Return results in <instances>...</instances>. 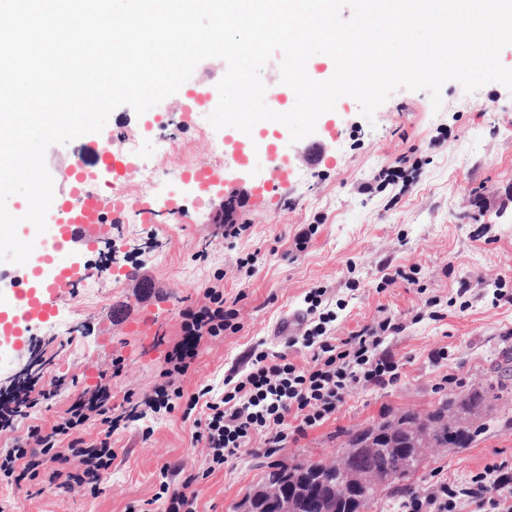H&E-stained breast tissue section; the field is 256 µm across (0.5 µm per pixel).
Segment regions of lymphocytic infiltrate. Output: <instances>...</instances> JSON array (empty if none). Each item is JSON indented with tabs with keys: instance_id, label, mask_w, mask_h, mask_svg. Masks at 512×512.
Instances as JSON below:
<instances>
[{
	"instance_id": "f902f5d3",
	"label": "lymphocytic infiltrate",
	"mask_w": 512,
	"mask_h": 512,
	"mask_svg": "<svg viewBox=\"0 0 512 512\" xmlns=\"http://www.w3.org/2000/svg\"><path fill=\"white\" fill-rule=\"evenodd\" d=\"M203 296V304L182 310L181 338L168 352L167 366L152 394L130 404L122 414H113L111 390L104 384L74 394L60 419L46 431L29 422L34 410L49 398L38 380L0 393V435L17 431L21 423L29 425L25 444L0 450V477L19 488L37 479L50 461L54 464L48 477L51 487L68 490L77 484L98 494L116 455L112 436L121 424L151 413L172 412L182 400L188 410L202 413L194 421L192 438L205 445L214 470L253 439L274 448L286 439L287 428L302 434L322 424L356 385H383L397 375L398 363L382 344L386 333L400 331V323L386 318L347 338L328 335L326 327L318 324L304 332L305 341L313 345L305 365L296 364L284 352L262 351L232 388L205 400L185 396L180 380L190 372L200 345L224 331L239 329L238 312L228 305L220 283L208 285ZM90 421L104 427L101 438L92 442L83 436V427ZM73 457L79 458L82 472L68 470ZM460 498L470 500L479 512H512V465L495 462L468 480L442 481L425 493L408 494L399 512H454Z\"/></svg>"
}]
</instances>
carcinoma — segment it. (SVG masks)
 <instances>
[{
  "label": "carcinoma",
  "instance_id": "cac0c4a2",
  "mask_svg": "<svg viewBox=\"0 0 512 512\" xmlns=\"http://www.w3.org/2000/svg\"><path fill=\"white\" fill-rule=\"evenodd\" d=\"M475 406V397L450 395L441 400L437 408L424 417L413 413H405L391 419H383L376 425V428L384 432H393L399 436L405 431L414 428L417 425L422 426L424 437L429 442V446L436 448L464 447L473 437L470 429L461 423L462 415L471 412ZM423 457L418 456L409 459L399 456L395 453L390 455L359 456L356 459V465L362 468L388 469L396 472L395 479L392 481L394 489L408 492L411 485L407 481L419 469ZM315 470L335 473L333 464L323 460L317 461H297L291 464L278 463L270 466L262 480L273 478L280 473L288 472L290 474L311 473ZM376 490L373 487H366L359 491V504H354L346 495L336 492V512H355L358 507L367 508L374 500Z\"/></svg>",
  "mask_w": 512,
  "mask_h": 512
}]
</instances>
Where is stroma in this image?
I'll return each instance as SVG.
<instances>
[{
	"label": "stroma",
	"mask_w": 512,
	"mask_h": 512,
	"mask_svg": "<svg viewBox=\"0 0 512 512\" xmlns=\"http://www.w3.org/2000/svg\"><path fill=\"white\" fill-rule=\"evenodd\" d=\"M433 109L425 90L397 89L365 119L356 100L333 113L334 134L316 128L331 161L303 159L309 140L284 141L290 174L277 189L256 198L270 162L255 152L246 175L226 163L225 186L200 206L192 184H174L184 156L213 161L223 131L209 121L184 122L177 96L143 115L118 107L106 131L135 140L140 164L156 166L158 192L177 190L183 220L163 214L146 220L131 213L126 228L85 255L95 271L94 303L82 290L59 307V322L36 327L29 348L0 349V388L49 366L64 386L36 410L31 424L50 428L73 392L109 384L112 411L127 398L152 394L166 355L180 335V313L202 300L215 273H223L224 296L237 303L238 332L207 340L193 370L181 380L185 396L205 387L222 391L240 380L255 351H288L303 363L308 351L280 335L291 313L306 314L310 292L323 290L319 312L331 313L332 332L344 338L390 317L401 332L383 347L398 363L386 386L354 388L335 414L306 434L289 433L270 453L254 446L215 472L206 450L192 438L193 421L183 407L117 430V453L98 495L56 490L42 480L23 488L0 483V512H143L160 491V469L179 463L197 479L198 512H238L267 465L282 461H335L349 433L375 425L388 414L426 415L451 394L479 393L470 422L475 437L464 448H430L412 479L421 492L443 481H465L487 464L512 460V306L494 305L497 285L512 291V91L489 83L466 93L455 81L441 90ZM176 133V151L159 154L160 137ZM408 154L399 177L386 176L396 157ZM370 192H362L363 183ZM244 224L237 239L222 224ZM310 232L305 250L296 235ZM257 254L255 267L240 258ZM111 272L98 274L103 263ZM153 280V294L140 282ZM467 286L459 294V286Z\"/></svg>",
	"instance_id": "stroma-1"
}]
</instances>
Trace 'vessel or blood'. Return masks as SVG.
I'll use <instances>...</instances> for the list:
<instances>
[{
    "label": "vessel or blood",
    "mask_w": 512,
    "mask_h": 512,
    "mask_svg": "<svg viewBox=\"0 0 512 512\" xmlns=\"http://www.w3.org/2000/svg\"><path fill=\"white\" fill-rule=\"evenodd\" d=\"M216 97L212 87L185 84L179 105L185 111L190 103L203 104ZM113 151L114 143L108 137L100 139L91 154L85 147H77L73 162L54 183L57 204L46 216L47 232L36 233L34 225L25 220L19 224V238L34 242L35 247L25 264L24 288L11 291L0 303V340L24 346L32 329L54 317L60 302L71 297L85 278V253L108 236L111 223L121 222L129 211L138 208L137 200L101 198L86 190L90 180L111 178L103 157ZM187 177L193 181L199 200L209 202L216 185L214 170L202 165Z\"/></svg>",
    "instance_id": "b4317fda"
}]
</instances>
